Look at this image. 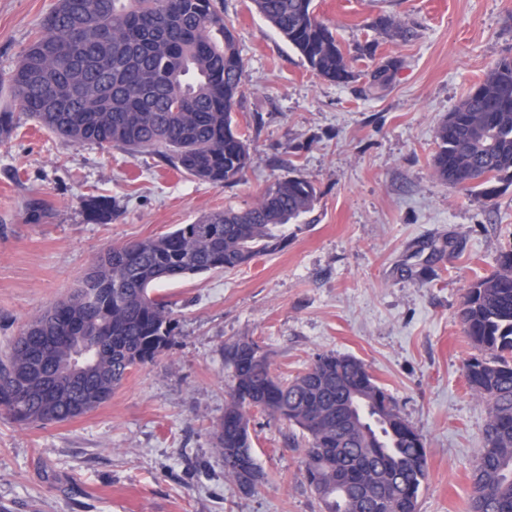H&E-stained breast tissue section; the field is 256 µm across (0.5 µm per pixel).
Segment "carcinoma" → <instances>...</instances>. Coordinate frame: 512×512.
Returning a JSON list of instances; mask_svg holds the SVG:
<instances>
[{
  "mask_svg": "<svg viewBox=\"0 0 512 512\" xmlns=\"http://www.w3.org/2000/svg\"><path fill=\"white\" fill-rule=\"evenodd\" d=\"M317 77L346 84L354 73L313 0H253ZM220 0H57L7 81L20 111L73 144L152 154L200 181L231 186L251 162L248 137L232 111L243 61ZM373 27L405 37L404 22ZM389 59L367 73L387 87ZM432 165L448 186L489 198L512 186V59L498 61L435 134ZM312 181L275 180L250 207H227L171 232L112 247L65 300L46 308L0 359V407L19 423L63 422L112 397L132 369L172 343L170 302L157 283L232 270L281 247L276 229L311 212ZM88 217L112 220L101 195L83 200ZM464 333L483 352L464 364L469 388L488 406L485 447L471 471V512H512V253L471 282L460 306ZM78 327L99 338L76 370ZM231 370L224 415L214 424L224 473L262 475L254 456L251 410L273 414L305 438L308 485L325 486V512H417L427 478L422 434L365 364L350 355L318 357L292 378L276 376L252 339L224 346Z\"/></svg>",
  "mask_w": 512,
  "mask_h": 512,
  "instance_id": "obj_1",
  "label": "carcinoma"
}]
</instances>
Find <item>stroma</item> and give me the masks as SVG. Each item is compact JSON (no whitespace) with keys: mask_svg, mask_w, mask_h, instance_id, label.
I'll return each instance as SVG.
<instances>
[{"mask_svg":"<svg viewBox=\"0 0 512 512\" xmlns=\"http://www.w3.org/2000/svg\"><path fill=\"white\" fill-rule=\"evenodd\" d=\"M54 3L0 0V112L14 115L0 142V355L111 247L252 206L288 175L317 197L280 250L158 285L174 343L105 404L50 424L0 409V512H322L298 430L269 413L249 424L262 485L245 494L224 473L212 435L229 382L223 349L247 338L280 376L330 353L363 361L424 437L417 512H470L488 410L463 375L477 350L458 312L464 288L512 252V187L471 196L441 182L431 157L448 113L512 58V0H314L357 74L345 85L317 78L252 0H222L244 61L233 117L251 147L231 187L153 155L73 144L17 110L7 76ZM383 15L413 37L374 32ZM370 42L374 58L359 56ZM388 58L399 61L391 84L372 89L367 72ZM90 194L111 200L110 223L88 219ZM32 199L48 209L37 223Z\"/></svg>","mask_w":512,"mask_h":512,"instance_id":"1","label":"stroma"}]
</instances>
